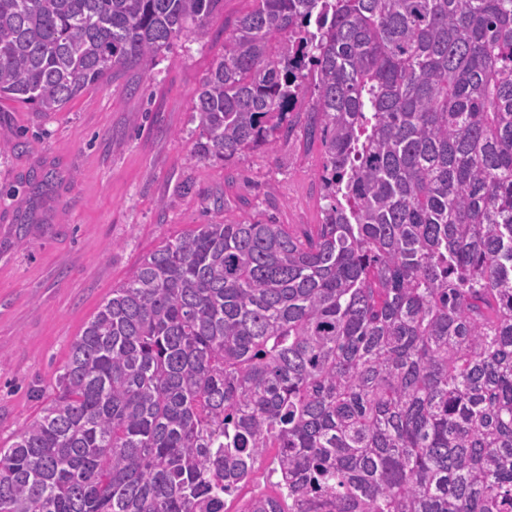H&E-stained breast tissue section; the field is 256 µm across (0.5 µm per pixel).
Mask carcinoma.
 <instances>
[{
  "instance_id": "cac0c4a2",
  "label": "carcinoma",
  "mask_w": 512,
  "mask_h": 512,
  "mask_svg": "<svg viewBox=\"0 0 512 512\" xmlns=\"http://www.w3.org/2000/svg\"><path fill=\"white\" fill-rule=\"evenodd\" d=\"M220 0H0V98L148 73ZM194 157L305 106L321 223L167 239L0 446V512H512V0H251ZM275 454L276 449L269 448L264 459L261 461L258 468L255 470V473L259 477V486L257 489L268 494H276L278 492L276 483H274L278 480L277 475H273L271 478L269 476V471L272 467L271 464Z\"/></svg>"
}]
</instances>
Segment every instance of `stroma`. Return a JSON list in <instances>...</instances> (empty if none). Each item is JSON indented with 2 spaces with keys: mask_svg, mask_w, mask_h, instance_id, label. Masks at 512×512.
<instances>
[{
  "mask_svg": "<svg viewBox=\"0 0 512 512\" xmlns=\"http://www.w3.org/2000/svg\"><path fill=\"white\" fill-rule=\"evenodd\" d=\"M250 5L221 0L206 38L181 36L149 73H119L62 111L0 99V136L19 140L0 157V445L38 416L85 324L162 241L223 207L240 222H320L323 147L304 139L303 108L273 153L192 156L193 96Z\"/></svg>",
  "mask_w": 512,
  "mask_h": 512,
  "instance_id": "35a3bbf8",
  "label": "stroma"
}]
</instances>
